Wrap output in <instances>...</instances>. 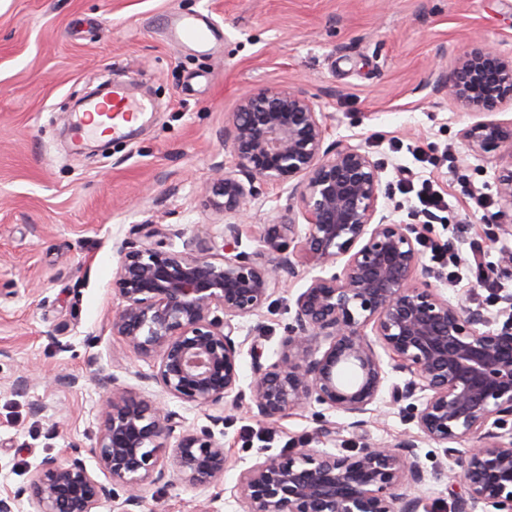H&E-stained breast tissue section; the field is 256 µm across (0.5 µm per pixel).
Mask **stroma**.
Returning a JSON list of instances; mask_svg holds the SVG:
<instances>
[{
    "label": "stroma",
    "mask_w": 512,
    "mask_h": 512,
    "mask_svg": "<svg viewBox=\"0 0 512 512\" xmlns=\"http://www.w3.org/2000/svg\"><path fill=\"white\" fill-rule=\"evenodd\" d=\"M174 12L208 16L217 28L211 46L173 42L165 19ZM479 44L512 57V0H0V491L23 488L75 443L94 466L106 396L97 372L157 394L144 379L152 359L112 333L120 304L112 243L151 224L221 240L224 221L204 195L216 165L234 168L224 126L252 90L288 84L313 97L328 115V142L361 146L379 162L394 221L420 211L399 181L429 180L448 200L431 239L482 237L501 208L496 163L468 152L459 133L474 117L441 84ZM96 78L125 82L151 109L103 150L80 152L74 143L92 135L73 100ZM500 281L505 295L493 302L472 281L437 285L493 317L512 296V273ZM301 288H277L263 318L244 319L245 332L261 328L267 354L280 349ZM25 373L30 385L13 389ZM57 375L77 383L51 384ZM335 422L323 448L336 453L392 443L409 429L388 406L360 435L343 429V417ZM315 427L308 411L271 429L246 409L225 411V489ZM418 453L434 474L418 491L420 512H449L458 458L429 442ZM206 497L179 483L150 486L143 512H197Z\"/></svg>",
    "instance_id": "35a3bbf8"
}]
</instances>
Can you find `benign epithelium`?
I'll return each mask as SVG.
<instances>
[{
	"mask_svg": "<svg viewBox=\"0 0 512 512\" xmlns=\"http://www.w3.org/2000/svg\"><path fill=\"white\" fill-rule=\"evenodd\" d=\"M443 84L449 99L478 116L461 139L470 152L498 161L499 197L512 211V121L487 118L512 104V57L475 48ZM327 135L325 113L297 86L258 88L240 100L224 128L235 170L217 165L211 187V205L232 218L222 244L186 239L169 225L115 245L112 288L121 303L112 311V334L136 355L156 358L143 379L161 397L137 396L117 376H102L109 392L93 448L99 473L73 445L64 463L46 462L24 489L0 494V512H17L23 497L29 512H97L105 503L115 512H142L145 487L175 481L209 492L198 512H217L224 442L210 427L187 429L167 468L168 441L181 422L165 408V395L210 411L215 426L228 408H245L270 428L317 404L341 414L343 427L357 434L386 404L415 427L392 444L336 454L317 447L336 434V423L318 414L314 438L240 473L231 494L242 512H419L423 499L401 492L429 480L419 443L453 455L454 445L469 440L454 512H512V306L491 329L481 309L448 300L423 263L417 226L384 214L390 188L379 164L359 146L326 144ZM257 182L288 191L290 204L247 230L242 217L258 196ZM245 236L259 248L241 249ZM171 237L183 239V250L169 247ZM474 261L487 278L512 270L511 252L496 267L482 264L479 252ZM307 263L320 274L297 296L272 361L260 337L241 335V322L262 316L275 287L301 277ZM245 349L252 358L246 385ZM393 373L408 378L392 382Z\"/></svg>",
	"mask_w": 512,
	"mask_h": 512,
	"instance_id": "7a95c632",
	"label": "benign epithelium"
}]
</instances>
